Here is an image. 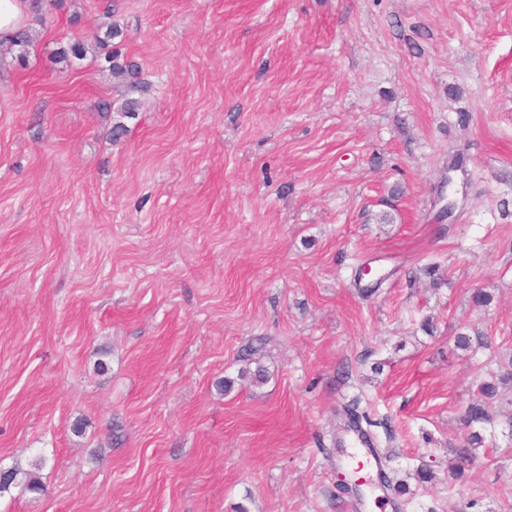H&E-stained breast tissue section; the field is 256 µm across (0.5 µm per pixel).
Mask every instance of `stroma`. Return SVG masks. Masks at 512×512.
Instances as JSON below:
<instances>
[{
    "mask_svg": "<svg viewBox=\"0 0 512 512\" xmlns=\"http://www.w3.org/2000/svg\"><path fill=\"white\" fill-rule=\"evenodd\" d=\"M40 4L0 51V468L45 490L0 512H512V388L450 472L512 359V0ZM347 408L406 505L343 489ZM123 36V30L113 25L112 30L107 33L104 39L95 38L98 49L107 50L105 53V61L110 64L112 71L119 77L126 76L129 80L128 89L130 93H138L142 90V81L139 79V72L135 64L124 61L121 62V54L117 50L109 49L110 41ZM510 379L512 380V361L508 362L495 381H486L479 386L480 398L470 403L465 411L464 422L470 429L475 425L484 428L494 424L492 403L499 397L500 385H508Z\"/></svg>",
    "mask_w": 512,
    "mask_h": 512,
    "instance_id": "35a3bbf8",
    "label": "stroma"
}]
</instances>
